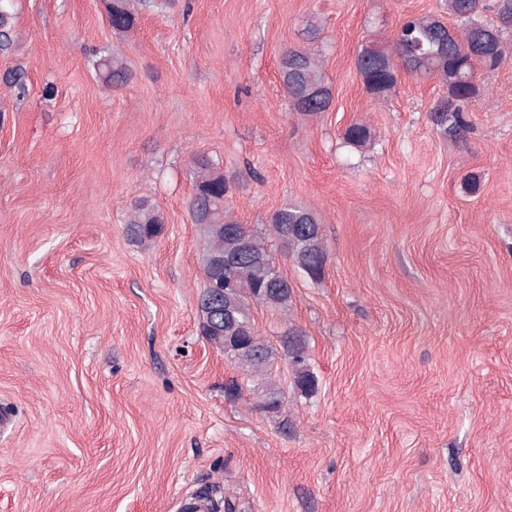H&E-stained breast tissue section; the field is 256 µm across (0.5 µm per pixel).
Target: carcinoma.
<instances>
[{
	"label": "carcinoma",
	"instance_id": "1",
	"mask_svg": "<svg viewBox=\"0 0 512 512\" xmlns=\"http://www.w3.org/2000/svg\"><path fill=\"white\" fill-rule=\"evenodd\" d=\"M145 0H109L108 20L115 32L131 30L138 7ZM485 6L478 0H448V14L456 26L445 28L429 15L411 16L396 28L389 46L370 43L362 46L356 68L366 91L384 97L397 81V71L415 76H435L446 88L431 109L430 117L439 131L453 139L464 136V112L479 93L476 82L480 65L494 67L503 57L501 30L482 19ZM12 38L10 14L0 6V49L9 47ZM105 83L121 86L128 79L124 61L116 56L98 64ZM281 78L294 108L305 115L325 112L332 103V90L325 82L321 61L305 49H290L282 57ZM347 143L362 147L370 140L366 125L353 123L345 129ZM191 173L195 194L189 203L190 218L204 225L207 249L203 266L206 282L199 295L205 336L224 351V355L248 375L266 376L276 351L257 332L251 305L262 304L285 309L292 301V286L283 276L276 257L282 253L311 280L325 276L327 254L321 225L308 209L286 205L276 210L267 226L250 227L232 220L224 211L228 182L220 167L208 156H193ZM129 231L141 242L156 239L163 217L146 200L135 203L128 220ZM231 261L224 273L223 292L211 301L212 261L217 257ZM282 349L291 365L293 384L305 393L315 388L306 343L291 333L281 338ZM263 405L273 409L282 403L281 390L272 381L261 383Z\"/></svg>",
	"mask_w": 512,
	"mask_h": 512
}]
</instances>
